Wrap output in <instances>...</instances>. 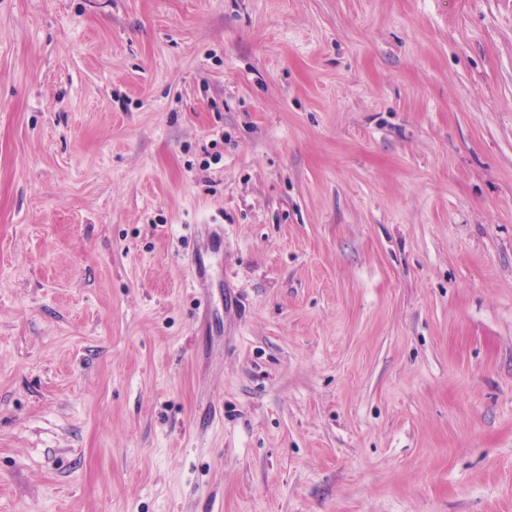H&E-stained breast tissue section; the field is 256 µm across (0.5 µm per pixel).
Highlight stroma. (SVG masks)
<instances>
[{"instance_id": "35a3bbf8", "label": "stroma", "mask_w": 512, "mask_h": 512, "mask_svg": "<svg viewBox=\"0 0 512 512\" xmlns=\"http://www.w3.org/2000/svg\"><path fill=\"white\" fill-rule=\"evenodd\" d=\"M0 512H512V0H0Z\"/></svg>"}]
</instances>
